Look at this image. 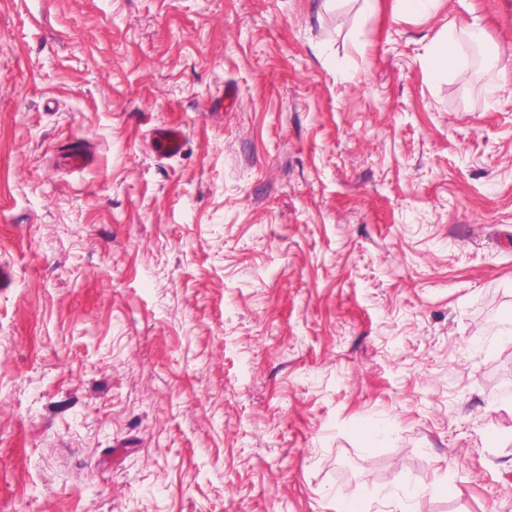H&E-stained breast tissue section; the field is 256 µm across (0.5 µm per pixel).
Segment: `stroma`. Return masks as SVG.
<instances>
[{
	"label": "stroma",
	"instance_id": "1",
	"mask_svg": "<svg viewBox=\"0 0 512 512\" xmlns=\"http://www.w3.org/2000/svg\"><path fill=\"white\" fill-rule=\"evenodd\" d=\"M1 264L0 512H512V0H0ZM455 34L453 27L448 26V31H444L433 43L431 51L426 60L427 69L434 75L440 76L450 70L462 69L461 54L457 52H448V44L454 43ZM185 134L173 126L161 127L153 136L151 149L160 157L168 158L179 154L184 147Z\"/></svg>",
	"mask_w": 512,
	"mask_h": 512
}]
</instances>
